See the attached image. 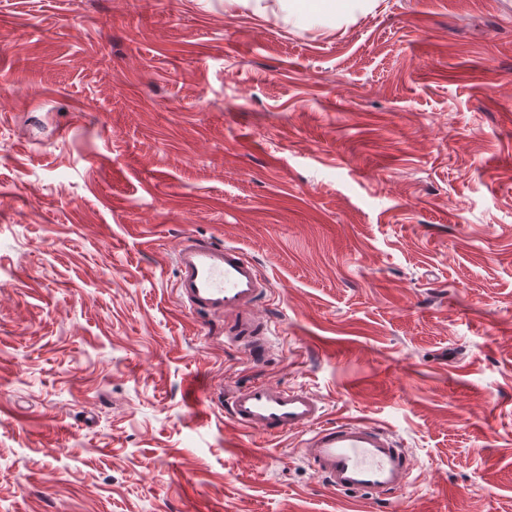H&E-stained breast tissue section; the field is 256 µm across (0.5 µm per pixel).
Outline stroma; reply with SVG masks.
<instances>
[{
	"mask_svg": "<svg viewBox=\"0 0 512 512\" xmlns=\"http://www.w3.org/2000/svg\"><path fill=\"white\" fill-rule=\"evenodd\" d=\"M189 234L403 496L207 410L254 372L177 304ZM0 512H512V0H0ZM288 19L295 22H328L352 17L357 11H368L373 0H289Z\"/></svg>",
	"mask_w": 512,
	"mask_h": 512,
	"instance_id": "1",
	"label": "stroma"
}]
</instances>
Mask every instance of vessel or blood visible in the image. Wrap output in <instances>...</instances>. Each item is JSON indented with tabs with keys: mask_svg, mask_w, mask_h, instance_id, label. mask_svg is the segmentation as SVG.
Instances as JSON below:
<instances>
[{
	"mask_svg": "<svg viewBox=\"0 0 512 512\" xmlns=\"http://www.w3.org/2000/svg\"><path fill=\"white\" fill-rule=\"evenodd\" d=\"M180 306L224 323L227 341L260 366L269 359L267 324L252 309L270 291L258 264L240 247L185 236L175 253ZM209 400L235 427L276 439L295 434L309 468L325 487L371 502L410 484L413 459L385 426L362 419L326 421L320 398L298 386L255 381L233 392L210 389Z\"/></svg>",
	"mask_w": 512,
	"mask_h": 512,
	"instance_id": "b4317fda",
	"label": "vessel or blood"
}]
</instances>
